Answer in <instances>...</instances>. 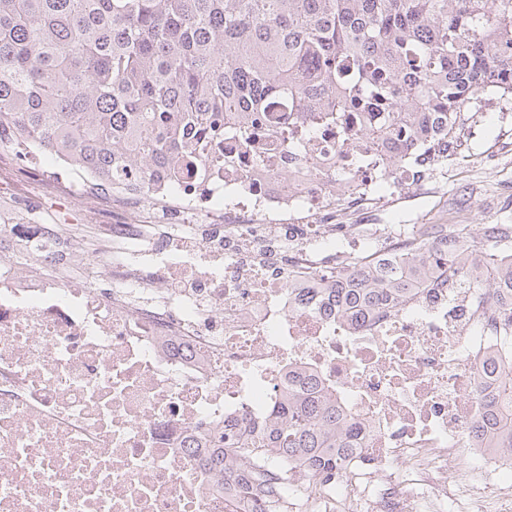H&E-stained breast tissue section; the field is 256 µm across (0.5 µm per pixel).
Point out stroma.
Returning a JSON list of instances; mask_svg holds the SVG:
<instances>
[{
	"mask_svg": "<svg viewBox=\"0 0 512 512\" xmlns=\"http://www.w3.org/2000/svg\"><path fill=\"white\" fill-rule=\"evenodd\" d=\"M458 136L464 149H451L447 163L430 174L442 207L418 190L390 186L391 207L368 205L364 223L398 224L426 211L434 224H512V99H489Z\"/></svg>",
	"mask_w": 512,
	"mask_h": 512,
	"instance_id": "stroma-1",
	"label": "stroma"
}]
</instances>
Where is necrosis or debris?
<instances>
[{"instance_id": "1", "label": "necrosis or debris", "mask_w": 512, "mask_h": 512, "mask_svg": "<svg viewBox=\"0 0 512 512\" xmlns=\"http://www.w3.org/2000/svg\"><path fill=\"white\" fill-rule=\"evenodd\" d=\"M266 118L265 161L226 127L179 185H114V220L91 234L0 211V512H256L195 453L271 424L300 372L358 436L336 488L294 470L290 512H512L511 455L453 465L512 367V303L444 266L358 316L326 294L416 238L387 228L371 249L339 205L382 181L436 197L433 152L385 139L371 113L303 142L296 118Z\"/></svg>"}]
</instances>
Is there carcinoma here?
I'll use <instances>...</instances> for the list:
<instances>
[{
	"mask_svg": "<svg viewBox=\"0 0 512 512\" xmlns=\"http://www.w3.org/2000/svg\"><path fill=\"white\" fill-rule=\"evenodd\" d=\"M487 94L512 95V0H0V156L67 161L94 196L132 173L176 182L193 171L191 127L212 138L231 124L255 142L261 113L281 101L310 119L380 112L407 140L444 119L426 144L443 159ZM458 238L512 252V224H450L405 266L337 278L336 308H380L442 263L463 267ZM475 285L512 293V265ZM511 404L512 370L481 401V428ZM279 415L235 450L239 464L219 448L203 458L244 489L263 483L259 512H284L292 468L327 474L353 448L313 378L299 376Z\"/></svg>",
	"mask_w": 512,
	"mask_h": 512,
	"instance_id": "1",
	"label": "carcinoma"
}]
</instances>
